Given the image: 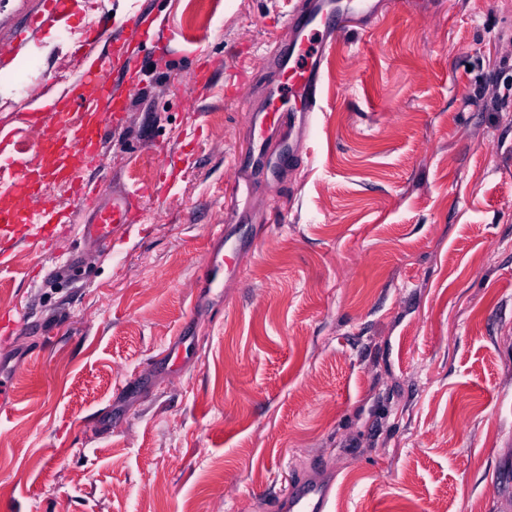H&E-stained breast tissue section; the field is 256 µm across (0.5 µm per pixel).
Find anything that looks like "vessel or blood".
Masks as SVG:
<instances>
[{"label":"vessel or blood","mask_w":512,"mask_h":512,"mask_svg":"<svg viewBox=\"0 0 512 512\" xmlns=\"http://www.w3.org/2000/svg\"><path fill=\"white\" fill-rule=\"evenodd\" d=\"M347 14L367 18L372 8L368 0H295L286 12L290 38L275 47L267 100L253 113L257 152L236 160L237 173L224 184L226 221L214 225L206 255L210 284H218L223 275L233 272L229 257L237 253L239 241L232 227L246 221L235 206L241 189L256 188L265 174L293 165L297 142L309 137L321 109L323 65L336 46ZM112 28L107 15L101 27L88 30L76 50L75 75L53 93L48 113L24 115V123L34 130L38 149L49 157V164H28L0 146V169L10 173L9 178H0V195L16 202L15 207L0 210V263L6 258V243L24 236L47 244L58 236L60 225L68 223L67 213L58 207H30V200L48 184H69L74 202L89 214L81 236L93 247L111 246L116 233L129 228L141 214L146 188H112L108 175L99 170L104 137L125 121L144 69L140 52L129 51L120 38L107 60L94 57L95 44ZM114 69L125 78V94L113 93L108 82ZM91 169L97 170L96 179L87 178ZM333 484V477L323 471L295 476L270 510L331 512Z\"/></svg>","instance_id":"obj_1"}]
</instances>
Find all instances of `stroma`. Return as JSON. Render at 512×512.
Returning a JSON list of instances; mask_svg holds the SVG:
<instances>
[{
	"instance_id": "obj_1",
	"label": "stroma",
	"mask_w": 512,
	"mask_h": 512,
	"mask_svg": "<svg viewBox=\"0 0 512 512\" xmlns=\"http://www.w3.org/2000/svg\"><path fill=\"white\" fill-rule=\"evenodd\" d=\"M324 68L301 162L238 207L240 275L205 289L233 156L252 150L259 75L287 39L283 0H76L73 36L157 16L125 126L104 145L114 185L184 168L142 231L84 248L73 211L57 248L14 245L0 268V512H268L322 463L332 512H512V0H369ZM41 0H0V44ZM17 45V44H16ZM20 47V46H19ZM0 77L31 86L69 62L58 28ZM223 56L208 89L188 78ZM32 101L0 80V132L28 160ZM190 360L168 375L182 329ZM137 384L122 389L125 378Z\"/></svg>"
}]
</instances>
